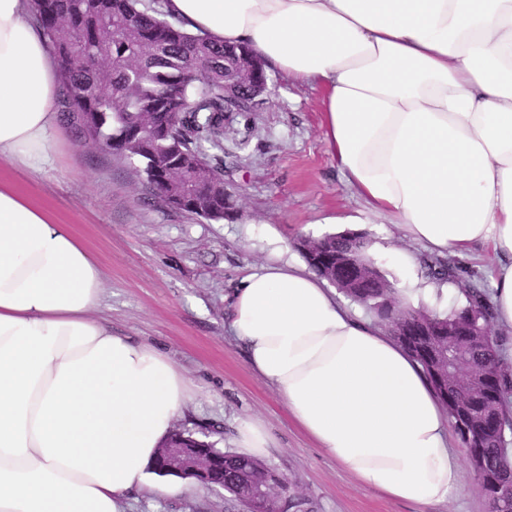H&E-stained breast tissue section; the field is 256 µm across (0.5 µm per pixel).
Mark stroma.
I'll return each mask as SVG.
<instances>
[{
	"label": "stroma",
	"mask_w": 512,
	"mask_h": 512,
	"mask_svg": "<svg viewBox=\"0 0 512 512\" xmlns=\"http://www.w3.org/2000/svg\"><path fill=\"white\" fill-rule=\"evenodd\" d=\"M267 74L270 102L252 113L254 136L225 176L237 204L235 220L215 224L158 203L133 165L79 146L70 129L43 172L29 175L0 159V179L68 225L96 257L104 277L98 314L113 332L155 346L183 371L192 399L177 427L230 451L239 423L259 419L272 439L264 462L289 478L314 512H419L359 485L325 456L277 392L251 371L243 346L226 329V295L271 255L267 230L298 262L299 240L342 232L323 216L355 215L362 205L321 139L317 91L275 69ZM458 455L460 491L428 512H489L469 477L466 448ZM127 512L244 509L227 493L198 488L184 497L134 495Z\"/></svg>",
	"instance_id": "obj_1"
}]
</instances>
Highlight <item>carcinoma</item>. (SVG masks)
Returning <instances> with one entry per match:
<instances>
[{"label": "carcinoma", "mask_w": 512, "mask_h": 512, "mask_svg": "<svg viewBox=\"0 0 512 512\" xmlns=\"http://www.w3.org/2000/svg\"><path fill=\"white\" fill-rule=\"evenodd\" d=\"M36 21L50 45L63 90L61 112L76 141L138 163L151 195L165 202L186 178L197 184L180 210L209 221L235 218L234 196L224 194V173L233 164L210 153L224 151V134L244 123L259 100L240 112H224V73L237 64L235 47L190 33L169 20L160 0H31ZM300 250L319 276L350 300L364 305L377 322L430 378L470 460L493 471L512 490V370L489 333L492 306L481 288H464L466 304L446 312L400 303L396 289L370 254L371 239L345 232L306 239ZM365 261L357 282L336 280V256ZM439 285L461 284L451 262L424 261ZM448 347L449 379L434 370L432 347ZM467 409L479 412L478 433L459 427ZM266 485L288 496V512H309L306 502L254 457L224 453V491L248 512H267L252 489Z\"/></svg>", "instance_id": "1"}]
</instances>
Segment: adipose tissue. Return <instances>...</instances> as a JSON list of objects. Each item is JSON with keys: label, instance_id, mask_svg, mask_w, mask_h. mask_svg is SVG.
Segmentation results:
<instances>
[{"label": "adipose tissue", "instance_id": "obj_1", "mask_svg": "<svg viewBox=\"0 0 512 512\" xmlns=\"http://www.w3.org/2000/svg\"><path fill=\"white\" fill-rule=\"evenodd\" d=\"M214 42L321 93V137L365 219L416 253L497 260L494 322L512 329V0H166ZM31 0H0V157L41 172L62 129ZM244 277L229 331L297 425L362 486L426 508L461 486L444 406L421 367L284 256ZM85 244L0 182V512H125L187 494L153 463L191 398L157 348L96 319Z\"/></svg>", "mask_w": 512, "mask_h": 512}]
</instances>
